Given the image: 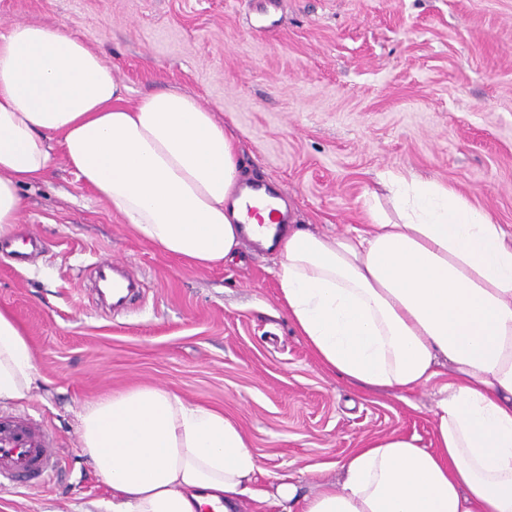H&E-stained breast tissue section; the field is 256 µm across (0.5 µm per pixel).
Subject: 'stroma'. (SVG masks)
Here are the masks:
<instances>
[{"label":"stroma","mask_w":512,"mask_h":512,"mask_svg":"<svg viewBox=\"0 0 512 512\" xmlns=\"http://www.w3.org/2000/svg\"><path fill=\"white\" fill-rule=\"evenodd\" d=\"M0 0V35L62 26L99 51L130 100L194 96L240 139L248 177L279 190L292 223L363 227L380 174L455 188L512 230V0ZM22 265L0 238V310L24 330L39 373L6 414L42 421L63 458L37 490L0 492V512H91L109 489L81 451L78 415L138 385L166 388L235 421L257 457L240 512H284L281 479L311 495L337 461L391 434L436 445L448 368L402 394L325 369L284 313L271 253L194 268L140 239L56 155L22 189ZM145 274L112 314L92 300L99 259Z\"/></svg>","instance_id":"obj_1"}]
</instances>
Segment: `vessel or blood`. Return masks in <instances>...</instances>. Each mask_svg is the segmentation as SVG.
Wrapping results in <instances>:
<instances>
[{
  "instance_id": "b4317fda",
  "label": "vessel or blood",
  "mask_w": 512,
  "mask_h": 512,
  "mask_svg": "<svg viewBox=\"0 0 512 512\" xmlns=\"http://www.w3.org/2000/svg\"><path fill=\"white\" fill-rule=\"evenodd\" d=\"M272 194L263 183L251 184L243 206L247 218L258 217L261 208H269V236H277L288 217L271 206ZM97 280L111 284L118 298L109 302L110 310L123 309L127 297L141 282L142 273L121 262H102L96 266ZM62 467V459L53 446L49 430L28 415H0V491L43 487Z\"/></svg>"
}]
</instances>
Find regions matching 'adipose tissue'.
Here are the masks:
<instances>
[{
    "label": "adipose tissue",
    "instance_id": "ef3b65f1",
    "mask_svg": "<svg viewBox=\"0 0 512 512\" xmlns=\"http://www.w3.org/2000/svg\"><path fill=\"white\" fill-rule=\"evenodd\" d=\"M61 147L66 163L136 234L195 267L242 245L238 145L213 112L175 90L128 102L112 69L55 26L0 36V237L21 189ZM369 224L323 235L287 227L275 275L283 308L320 363L403 393L448 362L436 448L392 434L339 464L300 512H512V234L448 185L387 172ZM27 337L0 310V402L30 398ZM82 452L108 486L98 512H238L258 461L223 412L157 386L98 399L78 415Z\"/></svg>",
    "mask_w": 512,
    "mask_h": 512
}]
</instances>
